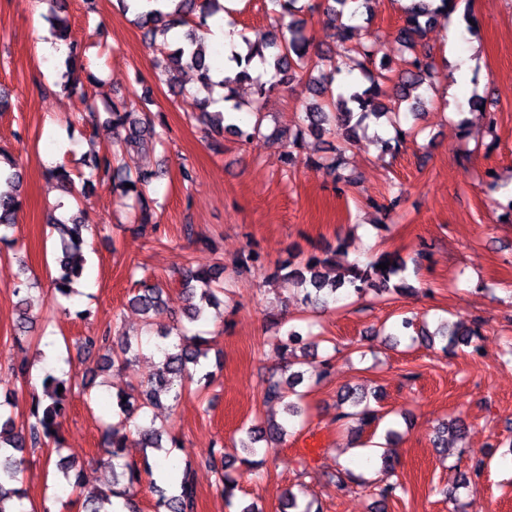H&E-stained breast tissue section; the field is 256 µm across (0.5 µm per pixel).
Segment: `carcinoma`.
Listing matches in <instances>:
<instances>
[{
  "mask_svg": "<svg viewBox=\"0 0 512 512\" xmlns=\"http://www.w3.org/2000/svg\"><path fill=\"white\" fill-rule=\"evenodd\" d=\"M271 5L270 13L274 27L281 30L276 34L270 32L251 39L241 35L247 47V53L241 54L236 46H231L227 60L236 64L239 71L234 78L225 77L219 81L212 78V66L204 51V31L209 28V19L224 10L220 0H178L171 11L161 7L140 10L134 15L139 27L146 34L167 35L173 29L182 30L181 42L175 48L166 64L161 68V75L170 89L181 87L180 75L192 71L201 87L211 92L215 87L224 89L225 112H207L210 98L199 101L200 118L211 121L216 133L221 135L228 131L240 141L252 144L265 137L262 130L263 118L259 117L252 125L228 123L224 113L240 112L243 108L257 114L262 112L265 100L277 94L294 82L306 83L315 101L299 113L294 129H275L272 135L286 136L288 146L283 154L285 166L293 167L298 162L299 150L307 136L322 137L336 123L345 126V143L349 146L359 145L360 138L356 126L351 124L354 111H359V118L371 115L380 117L396 116L404 109L417 116L424 111L425 102L418 90L432 77V60L430 51L418 49L424 34L435 18L441 15L442 7L448 6V0H441L442 7L433 8L427 0H412L405 9L403 24L397 30V41L408 48L412 56L407 68L391 78L385 73V66H376L373 43L356 33V27L343 22L344 11L351 0H326L325 13L334 23L336 40L346 45L355 42L351 48L354 57L350 71H358L367 85L363 88L343 87L338 81L341 70L333 67L324 69V56L311 51L312 40L305 32L303 22L297 15L304 10L313 11L316 5L311 0H267ZM55 36L68 44L66 64L68 79L63 89L73 93L79 89L78 79L71 78L80 64L81 48L77 41L71 39L69 24L56 13L48 17ZM259 58L263 65H269L274 73L271 79L260 81L252 78L249 67L254 58ZM252 82L256 84L255 98L242 101L238 86ZM112 134L125 136L118 139L123 149L137 153L148 150V141L155 138L163 142V134L156 133L150 119V110L141 106L135 109V103L112 105L110 112ZM116 157L105 154L94 159L92 168L96 174L112 176V186L125 193L135 195V223L138 231L146 232L148 225L157 223L156 207L158 201L148 194V187L158 177V173L142 167L134 172L123 166H114ZM21 171L12 159H7V167L0 168V180L6 182L9 190L0 192V242H8L16 228L18 212L22 207L19 194ZM132 184L129 189L126 184ZM72 206L77 212L72 217L51 216L49 224L58 235L56 241L57 275L52 280L54 293L68 299L79 294L74 284L85 272L83 249L87 246V234L92 232L86 218V210L81 197H73ZM381 263L388 268H378ZM264 264L262 256L253 250L243 252L236 263V274L246 277L260 269ZM280 270L287 271L288 279L305 291L303 300L314 301L327 308L343 296L362 297L368 291L402 294L404 288H390L393 278L406 269L405 261L396 254L382 252L374 259L362 262L348 260V252L340 245L330 254L312 253L295 263L288 259L278 263ZM138 288L129 303L144 315V325L154 351L162 355L153 375L138 384H130L115 394L116 410L112 413V423L102 433L100 442L101 457L99 463L111 474L112 488L107 494L87 490L83 472L75 463L61 458L56 468L63 474L65 489L84 497V512H105L104 505H109L112 512H137L133 503L134 489L143 478H149L151 487H157L152 480L153 468L149 451L163 450V438H168L171 447L179 448L181 443L170 436L163 424H157V411L164 408L162 399L169 396L177 401L186 385L195 383L204 389L213 381V372L208 370L209 338L188 334V327L196 326L207 319V310L221 305L219 295L224 293V265L218 264L207 269H188L180 279L186 304L181 312L169 309L164 298L165 289L144 280L136 281ZM18 329L22 333L31 331L37 316L31 313L27 297L18 301ZM287 341L281 345L284 360L283 371L287 376L269 377L262 389L263 400L267 403L284 405L288 418L282 422H268L266 425H252L241 430L238 439L239 448L245 454L242 462L250 467H261L264 459L256 458L259 443H275L288 435L295 428L296 421H304L305 409L302 402L306 393L297 390L304 381L305 372L292 371V367L301 364L300 358L314 357L307 362L310 367V379L318 384L331 375L334 356L318 355L319 342L312 331L302 332L296 326L288 327ZM480 336L479 330L461 324L452 330H445L441 338L446 341L443 350L459 344L473 345V351L479 352L480 346L473 344V339ZM80 349L102 353V368H120L137 361L143 354L139 338L115 340L105 331L100 336H86ZM63 392H58V386ZM72 391L71 377L63 374L57 377L48 374L42 381L41 389L30 392V403L26 420L16 424L10 415L0 414V512H6L5 503L13 498L22 502L26 499L22 489L15 484L22 481L26 464L27 450L39 447H55L60 450V424L69 407ZM340 402L347 403L350 410L336 417L345 423L353 421L358 424L357 432L382 419L379 410L371 405L370 399L354 390H347L340 395ZM141 413L140 423L135 425L139 447L142 448V462L139 464L125 461L128 432L136 413ZM465 423L453 419L438 431L434 446L448 447V433L458 436L464 434ZM207 463L221 472L224 498L228 506H233L237 480L228 473L234 461L225 456H216L210 450ZM198 494L194 472L191 465L180 470L178 491L168 496L160 493L156 501L157 512H197Z\"/></svg>",
  "mask_w": 512,
  "mask_h": 512,
  "instance_id": "1",
  "label": "carcinoma"
}]
</instances>
